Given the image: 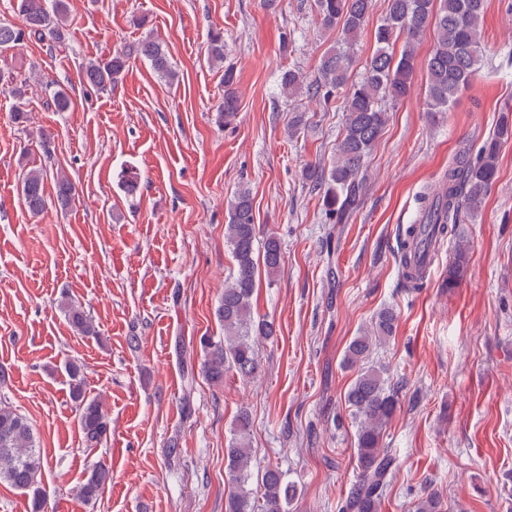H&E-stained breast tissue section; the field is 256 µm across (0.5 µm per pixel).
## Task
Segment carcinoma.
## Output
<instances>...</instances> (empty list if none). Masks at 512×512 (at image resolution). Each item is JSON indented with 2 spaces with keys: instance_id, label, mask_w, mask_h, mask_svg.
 <instances>
[{
  "instance_id": "1",
  "label": "carcinoma",
  "mask_w": 512,
  "mask_h": 512,
  "mask_svg": "<svg viewBox=\"0 0 512 512\" xmlns=\"http://www.w3.org/2000/svg\"><path fill=\"white\" fill-rule=\"evenodd\" d=\"M23 24L0 23V50L12 48L32 36L53 47L65 40L68 19L66 0H15ZM372 0H314L319 27L339 30L336 47L322 57L317 75L309 80L298 70L281 75V94L303 96L317 106H327L341 96L344 124L330 166L306 163L300 177L313 190L323 193L325 214L332 223L347 220L363 190L365 162L387 122L385 104L405 98L411 92L415 72V44L423 32L434 30V45L426 60V111H450L457 94L481 68L485 46L482 38L487 0H388L385 17L375 29L376 52L367 60L364 73L350 80L354 48L369 19ZM402 42L399 55L392 49ZM148 60L158 75L172 82L176 72L163 45L145 38L130 52H116L106 59L85 64V82L103 90L117 82L129 65L131 54ZM211 62H224V33L213 31L208 42ZM237 76L234 67H224V102L218 107V121L228 126L238 112ZM309 127L305 111L292 113L287 124L289 137ZM512 141V122L502 120L494 134L473 150L460 151L443 175L439 190L419 198L420 216L402 228L398 236L397 257L402 285L420 288L427 277L424 258L434 257L436 245L448 234L458 238L452 263L448 266V288L463 280L467 248L461 224L477 217L498 172L501 147ZM43 168L28 171L22 179L25 208L34 216L48 206ZM124 191L135 194L140 174L132 168L122 172ZM75 195L74 184L66 177L54 179L53 201L67 207ZM224 238L232 251L234 268L224 285L216 315L224 326V338L207 340L203 345L200 371L210 382L224 381V373L234 370L251 379L259 371L257 343L275 335L273 323L255 320L253 298L260 271L273 278L281 270V244L270 234L257 239L254 199L242 186L228 200ZM60 307L72 330L81 336L99 337L95 321L82 308L62 297ZM396 315L381 309L370 327L353 337L347 345L343 365L359 367L346 395L356 423L357 471L355 484L340 506L341 512H378L388 477L396 467V455L383 447L385 427L400 403L399 390L385 377L387 368L363 367L372 347L395 334ZM71 397L79 412V425L86 441L98 444L107 438L110 422L101 401L86 396L81 366L65 365ZM251 421L242 411L233 426V437L225 449L229 485L225 512H288L298 493L296 482L277 466L266 465L260 483L251 487L253 455L250 448ZM47 466L31 424L7 401L0 400V482H7L28 495L32 512H43L47 491L42 475ZM111 471L102 458L90 464L77 494L86 502L98 499ZM415 512H443L439 493L432 491L415 505Z\"/></svg>"
}]
</instances>
